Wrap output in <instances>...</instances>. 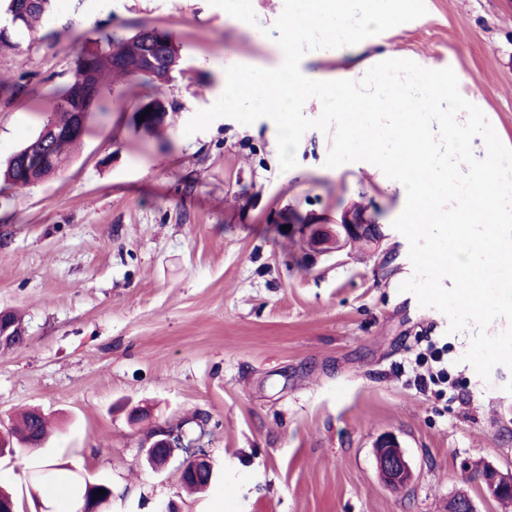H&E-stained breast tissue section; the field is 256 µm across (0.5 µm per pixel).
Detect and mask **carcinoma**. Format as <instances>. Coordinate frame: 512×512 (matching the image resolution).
Returning <instances> with one entry per match:
<instances>
[{
  "label": "carcinoma",
  "instance_id": "obj_1",
  "mask_svg": "<svg viewBox=\"0 0 512 512\" xmlns=\"http://www.w3.org/2000/svg\"><path fill=\"white\" fill-rule=\"evenodd\" d=\"M5 2L8 19L5 23H0V49L15 48L18 46L19 36L25 32H34L38 25L50 17L54 0ZM161 35L162 41L156 44L149 39L143 27L129 37L118 32L105 31L99 39L84 46L69 80L47 89L51 113L43 121L40 131L11 157L3 173L4 183L23 188L50 177L59 169L57 164L50 162L26 167L23 165V158L37 157L50 150L46 145L47 138L44 137L46 132L55 134L57 148L62 150L64 158H69L73 146L87 130L85 126L78 127L79 116L87 118L102 109L100 93L102 81L107 76L148 89L132 115L136 128L151 133L162 126L168 113L176 111L167 98L166 86L172 81L182 56L181 45L173 36L165 30L161 31ZM147 108L161 113V116L139 120V113ZM2 436L13 446H40L48 436V423L40 412L29 411L15 424L1 429L0 437ZM99 489L105 490V493H97ZM77 490L90 512L99 501L112 494L110 486L88 481L77 486Z\"/></svg>",
  "mask_w": 512,
  "mask_h": 512
}]
</instances>
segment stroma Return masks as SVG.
<instances>
[{"label": "stroma", "mask_w": 512, "mask_h": 512, "mask_svg": "<svg viewBox=\"0 0 512 512\" xmlns=\"http://www.w3.org/2000/svg\"><path fill=\"white\" fill-rule=\"evenodd\" d=\"M425 4L365 56L389 50L468 76L461 95L512 147V0ZM252 5L254 26L208 0H56L46 25L0 52V78L61 83L102 31L146 25L177 37L185 69L168 86L177 112L162 136L131 124L141 87H104L70 161L0 192V311L28 334L27 349H0V423L36 408L54 430L47 445L0 457V486L18 512H79L75 496L42 497L43 478L111 483L107 512H448L462 489L479 512H503L477 470H512V370L480 378L461 360L469 333H448L442 313L399 292L413 267L392 226L398 192L358 163L328 167L331 136L317 129L286 171L266 119L185 132L223 93L225 64H276L266 31L283 0ZM49 109L35 88L0 96L1 168ZM354 204L381 225L380 248L295 266L278 216ZM432 342L447 345L458 380L441 396L413 383ZM198 411L216 476L193 494L183 455L155 473L141 442ZM385 434L412 467L406 487L378 475Z\"/></svg>", "instance_id": "obj_1"}]
</instances>
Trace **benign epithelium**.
<instances>
[{
    "mask_svg": "<svg viewBox=\"0 0 512 512\" xmlns=\"http://www.w3.org/2000/svg\"><path fill=\"white\" fill-rule=\"evenodd\" d=\"M280 223L290 225L292 234L298 236L306 249V264L326 254H341L356 244L377 246L383 240L380 225L366 216V209L354 206L344 210L334 224H325L309 213H289L280 216ZM27 338L26 329L0 315V346L13 348L20 339ZM152 469H162L177 453L185 454L183 469L201 475H213L209 455L204 451L201 437L191 436L178 426L159 425L152 436L145 438L142 448ZM379 475L392 488L407 485L412 478V468L399 442L392 436L381 438L375 448ZM478 476L485 492L495 500L512 495V472H503L486 464ZM452 512H478L473 498L460 491L450 499Z\"/></svg>",
    "mask_w": 512,
    "mask_h": 512,
    "instance_id": "benign-epithelium-1",
    "label": "benign epithelium"
}]
</instances>
